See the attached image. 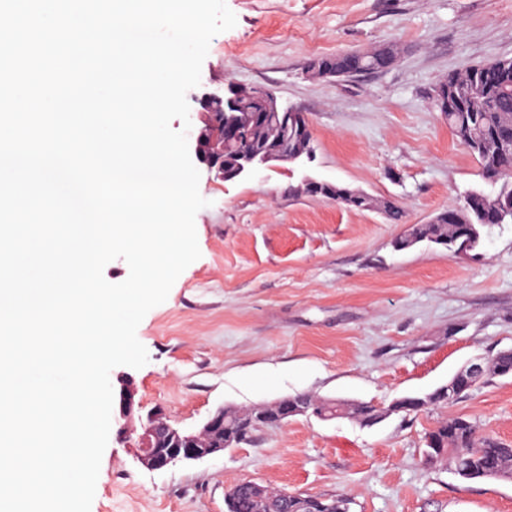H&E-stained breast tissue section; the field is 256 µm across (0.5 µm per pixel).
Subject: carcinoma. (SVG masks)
<instances>
[{
  "label": "carcinoma",
  "instance_id": "cac0c4a2",
  "mask_svg": "<svg viewBox=\"0 0 512 512\" xmlns=\"http://www.w3.org/2000/svg\"><path fill=\"white\" fill-rule=\"evenodd\" d=\"M398 57L394 44H384L370 50H348L332 55L319 56L309 63L308 70L318 75L314 63H327L336 70L338 77H351L361 71L377 72L388 68ZM468 87L477 91L475 96H449L444 105L448 114V129L459 143H464L465 133L481 130L489 138H499L504 143L502 152L492 148L470 146L467 151L478 160L482 177L491 191L474 189L466 194L470 199L465 212L457 213L448 207V218L435 224H418L412 236L396 240V247L406 249L418 242L428 241L445 245L456 253L463 244L481 235V228L506 224L511 216H503L505 207L512 203V70L503 71L495 62L474 65L462 72L448 74L440 82V89ZM277 146L281 142L280 129L264 125L244 136L242 144L251 147L256 143ZM512 367V358L495 356L484 362L483 377L499 376L503 369ZM439 445L445 456L434 461L423 458L427 466L443 464L449 460L463 468L484 472L496 478H512V444L492 435H482L476 423L467 416L446 418L436 423Z\"/></svg>",
  "mask_w": 512,
  "mask_h": 512
}]
</instances>
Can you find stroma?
Returning a JSON list of instances; mask_svg holds the SVG:
<instances>
[{
	"label": "stroma",
	"instance_id": "1",
	"mask_svg": "<svg viewBox=\"0 0 512 512\" xmlns=\"http://www.w3.org/2000/svg\"><path fill=\"white\" fill-rule=\"evenodd\" d=\"M234 28L210 42L201 87L271 89L307 117L314 157L221 181L195 218L199 258L137 328L148 363L115 367L142 412L198 429L219 407L309 393L389 405L444 385L469 362L512 348V224L473 255L392 242L484 187L477 161L432 105L448 73L512 57V0H226ZM393 42L389 69L315 78L314 57ZM350 187L406 214L351 210L303 180ZM467 415L512 443V377H492L445 408L364 427L299 416L224 454L151 471L110 433L91 512H226L252 480L338 496L350 512H512V480H462L422 463L438 421Z\"/></svg>",
	"mask_w": 512,
	"mask_h": 512
}]
</instances>
